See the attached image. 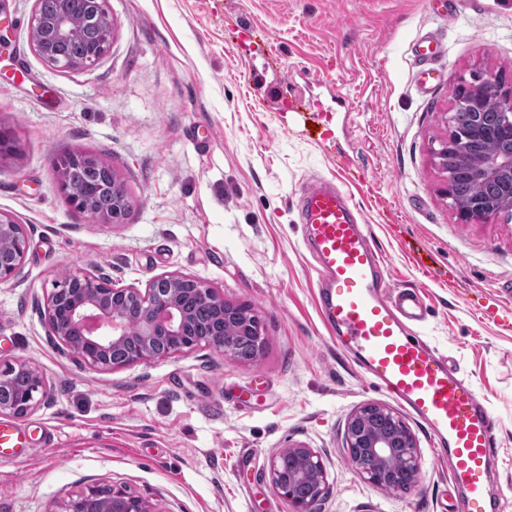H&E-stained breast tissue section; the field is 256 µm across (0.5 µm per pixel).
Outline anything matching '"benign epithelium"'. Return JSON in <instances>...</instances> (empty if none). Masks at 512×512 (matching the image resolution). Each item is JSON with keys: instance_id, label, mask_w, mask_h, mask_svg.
I'll return each instance as SVG.
<instances>
[{"instance_id": "1", "label": "benign epithelium", "mask_w": 512, "mask_h": 512, "mask_svg": "<svg viewBox=\"0 0 512 512\" xmlns=\"http://www.w3.org/2000/svg\"><path fill=\"white\" fill-rule=\"evenodd\" d=\"M85 19L88 28L98 30V39L90 52L76 60H60L56 48L67 41L72 25L68 15L46 18L34 10L29 22L32 49L47 65L63 69H89L98 65L112 47V16L109 13L89 12ZM75 163L95 164L94 155L84 151H72L53 160V167L71 206L83 210L88 205L84 193L68 186L65 172ZM483 174L499 178L507 183L503 201L512 207V150L487 156L482 164ZM494 213L492 206L482 198L469 204L468 219L483 220ZM27 246L23 225L9 214L0 212V249L8 248L17 255L10 264L0 265V282L13 278L22 263ZM75 286V294L62 298L58 289L48 294L44 310V323L48 336L58 345L80 357L94 370H112L191 351L200 346L210 347L224 356H230L231 341L217 333L197 336L190 326V318L183 307L180 282L188 279L182 274H166L153 278L145 289L114 288L112 283L88 272L68 274ZM167 282L168 288L157 284ZM18 369L28 375L29 386L25 392H17L8 402L0 399V415L24 417L38 404L50 399L41 372L30 365L21 364ZM396 416L384 405H365L352 412L346 422V445L359 446L373 454L381 462V470L375 476L363 471L358 474L366 481L384 487L390 485L395 457L402 456L408 468L419 472L420 453L417 442L405 423H400L401 433L370 434L363 429L366 412L371 408ZM303 473L315 476L320 486H326V472L321 457L305 446H293ZM268 473L274 491L291 505L294 512H316L314 504L295 499L279 481V455L268 462ZM97 512H157L155 505L129 492L127 487H108L105 506Z\"/></svg>"}]
</instances>
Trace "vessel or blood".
<instances>
[{"label":"vessel or blood","mask_w":512,"mask_h":512,"mask_svg":"<svg viewBox=\"0 0 512 512\" xmlns=\"http://www.w3.org/2000/svg\"><path fill=\"white\" fill-rule=\"evenodd\" d=\"M440 51L435 38L420 41L421 85L433 82L429 63ZM298 211L315 262L317 311L337 348L428 430L465 512H496L487 476L497 447L491 413L448 357L421 338L418 293L389 290L384 261L347 191L312 180L300 193ZM25 442L14 423L0 421V454L13 455Z\"/></svg>","instance_id":"b4317fda"}]
</instances>
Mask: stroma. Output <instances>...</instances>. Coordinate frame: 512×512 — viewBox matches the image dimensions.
<instances>
[{"label":"stroma","mask_w":512,"mask_h":512,"mask_svg":"<svg viewBox=\"0 0 512 512\" xmlns=\"http://www.w3.org/2000/svg\"><path fill=\"white\" fill-rule=\"evenodd\" d=\"M34 0H0V211L23 225L20 274L0 282V369L29 364L50 403L18 424L26 450L0 457V512H66L78 494L122 484L158 512H292L268 459L313 448L326 469L317 512H455L457 493L427 430L339 351L316 309L298 219L312 179L360 206L395 288L418 287L422 337L445 353L497 424L502 512H512V223L461 222L433 152L465 78L503 73L512 102V0H106L110 54L90 70L47 67L30 46ZM441 45V74L416 81V44ZM344 106L329 132L282 95ZM109 160L132 205L103 224L59 190L57 155ZM84 271L146 288L183 274L246 303L265 351L243 364L199 347L107 371L51 341L53 284ZM393 408L414 434L420 471L406 492L354 470L346 421Z\"/></svg>","instance_id":"obj_1"}]
</instances>
